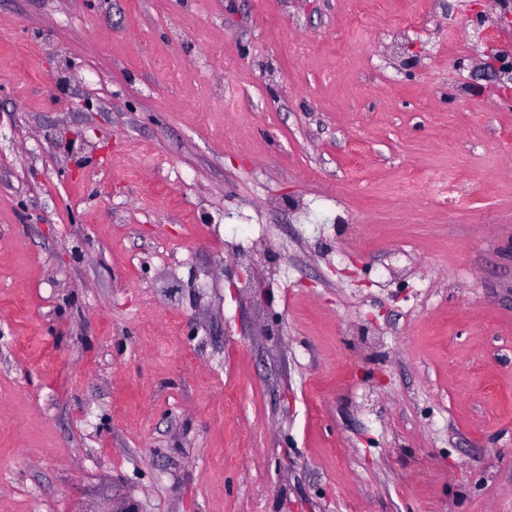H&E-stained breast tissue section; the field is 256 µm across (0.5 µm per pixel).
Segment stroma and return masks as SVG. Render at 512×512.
Returning <instances> with one entry per match:
<instances>
[{"label":"stroma","mask_w":512,"mask_h":512,"mask_svg":"<svg viewBox=\"0 0 512 512\" xmlns=\"http://www.w3.org/2000/svg\"><path fill=\"white\" fill-rule=\"evenodd\" d=\"M512 0H0V512H512Z\"/></svg>","instance_id":"stroma-1"}]
</instances>
